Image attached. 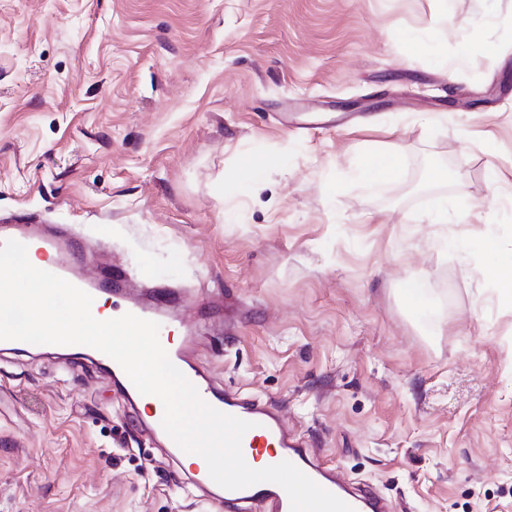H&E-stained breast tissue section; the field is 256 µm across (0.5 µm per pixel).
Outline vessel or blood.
<instances>
[{
  "mask_svg": "<svg viewBox=\"0 0 512 512\" xmlns=\"http://www.w3.org/2000/svg\"><path fill=\"white\" fill-rule=\"evenodd\" d=\"M8 240L18 241L26 246L28 252L47 259L50 272L89 295L97 297L109 294L121 298L124 301V312L154 321L160 327H167L173 315L172 291L156 289L150 297H142L134 293L129 275L122 270L111 271L96 280L86 279L72 260L74 241L62 234L12 220L0 223V244ZM197 347L196 337L188 334L178 344L167 347L166 352L170 361L197 388L206 403L223 413L251 422L252 427L245 433L241 444L245 461L262 456L268 457L273 465L284 460L290 461L320 487L349 505L353 512H389L388 504L374 492L351 491L340 483L332 468L316 460L304 443L289 432L274 402L225 390L210 371L197 361ZM112 385L130 409H138L143 396L117 364L112 367ZM163 416V405H156L142 424L155 442L165 448L170 459L181 460L185 453L163 428ZM184 479L212 503L223 506L225 512H291L288 494L274 483L263 482L229 490L214 482L204 467L185 473Z\"/></svg>",
  "mask_w": 512,
  "mask_h": 512,
  "instance_id": "vessel-or-blood-1",
  "label": "vessel or blood"
}]
</instances>
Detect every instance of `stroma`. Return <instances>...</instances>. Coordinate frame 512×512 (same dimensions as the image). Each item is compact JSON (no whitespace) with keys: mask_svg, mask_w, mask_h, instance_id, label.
Masks as SVG:
<instances>
[{"mask_svg":"<svg viewBox=\"0 0 512 512\" xmlns=\"http://www.w3.org/2000/svg\"><path fill=\"white\" fill-rule=\"evenodd\" d=\"M11 215L177 288L213 376L347 485L512 512V307L475 246L512 241V0H0ZM180 473L94 361L0 353V512H216ZM268 165L259 150L244 158L233 173L236 183L249 188L263 183L267 178ZM398 167L399 160L394 153H369L352 177L359 183L377 187L396 175Z\"/></svg>","mask_w":512,"mask_h":512,"instance_id":"35a3bbf8","label":"stroma"}]
</instances>
